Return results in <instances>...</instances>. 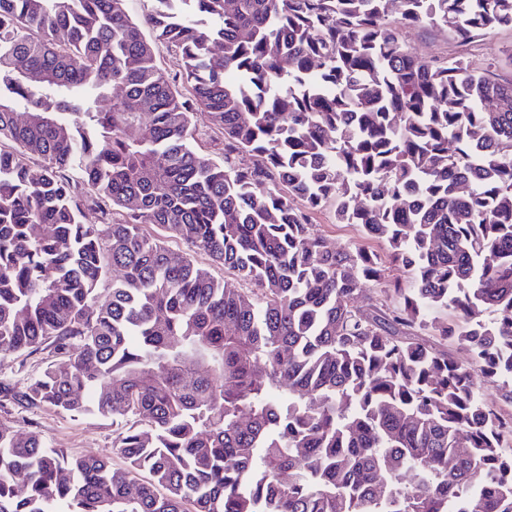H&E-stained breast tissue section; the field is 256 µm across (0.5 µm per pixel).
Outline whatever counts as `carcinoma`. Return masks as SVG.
<instances>
[{
	"label": "carcinoma",
	"instance_id": "carcinoma-1",
	"mask_svg": "<svg viewBox=\"0 0 512 512\" xmlns=\"http://www.w3.org/2000/svg\"><path fill=\"white\" fill-rule=\"evenodd\" d=\"M124 2L0 0V356L52 357L0 412L110 419L124 463L0 422V512H512V79L400 35L512 0ZM158 58L161 67L170 77L180 78L184 72V61L178 52L164 44H158ZM198 134V144L201 148V153L207 158L220 161L223 155L224 141L222 135L216 131L200 125ZM313 225L329 245L345 246L354 249L359 245L367 244L356 226L352 224H334L331 208L328 207L314 217Z\"/></svg>",
	"mask_w": 512,
	"mask_h": 512
}]
</instances>
